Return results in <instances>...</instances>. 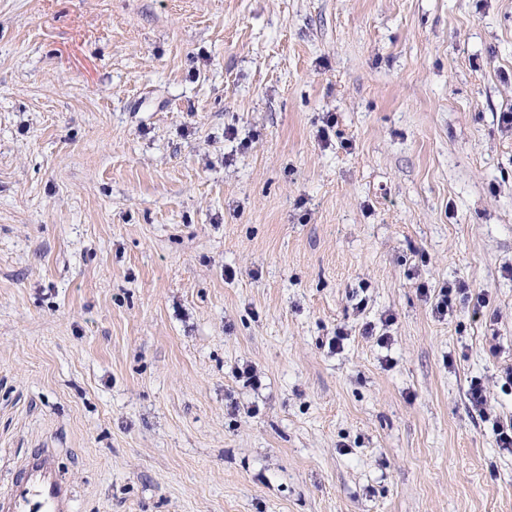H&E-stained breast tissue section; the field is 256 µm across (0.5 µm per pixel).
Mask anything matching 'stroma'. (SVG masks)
Instances as JSON below:
<instances>
[{
  "instance_id": "35a3bbf8",
  "label": "stroma",
  "mask_w": 512,
  "mask_h": 512,
  "mask_svg": "<svg viewBox=\"0 0 512 512\" xmlns=\"http://www.w3.org/2000/svg\"><path fill=\"white\" fill-rule=\"evenodd\" d=\"M510 110L512 0H0V495L512 512ZM22 469L13 492L0 499L2 512H71V490L58 476L47 448L29 457Z\"/></svg>"
}]
</instances>
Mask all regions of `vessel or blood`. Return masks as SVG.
<instances>
[{
    "label": "vessel or blood",
    "mask_w": 512,
    "mask_h": 512,
    "mask_svg": "<svg viewBox=\"0 0 512 512\" xmlns=\"http://www.w3.org/2000/svg\"><path fill=\"white\" fill-rule=\"evenodd\" d=\"M72 494L58 476L50 451L29 457L13 492L0 498V512H71Z\"/></svg>",
    "instance_id": "obj_1"
}]
</instances>
